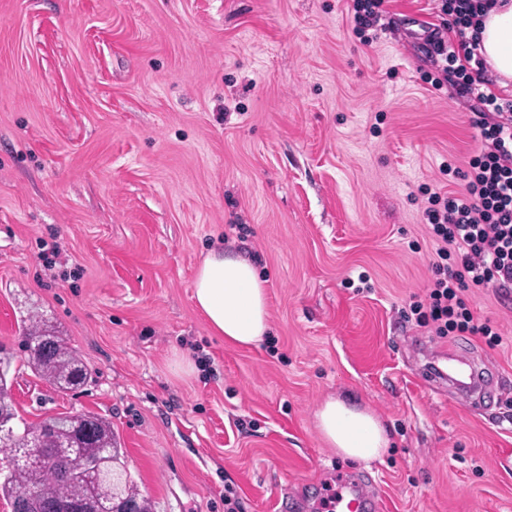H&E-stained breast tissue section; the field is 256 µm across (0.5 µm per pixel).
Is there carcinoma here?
<instances>
[{"label":"carcinoma","mask_w":512,"mask_h":512,"mask_svg":"<svg viewBox=\"0 0 512 512\" xmlns=\"http://www.w3.org/2000/svg\"><path fill=\"white\" fill-rule=\"evenodd\" d=\"M21 347L28 340L49 338L45 353H26L25 363L31 371L54 390L62 393L76 391L89 383L91 374L69 348L57 331L35 313H28L19 326ZM53 428L49 443L56 446V454L62 457H96L102 469L92 473H76L60 479L44 463L25 461L16 463L8 482L0 483V499L12 503L16 496L27 490H35L46 500H66L86 496H108L112 489V470L121 467V449L112 432L110 422L91 412L61 413L51 418ZM120 493L139 509H149L140 497L135 481L128 472L120 473Z\"/></svg>","instance_id":"1"}]
</instances>
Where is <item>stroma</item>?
Wrapping results in <instances>:
<instances>
[{
	"label": "stroma",
	"instance_id": "1",
	"mask_svg": "<svg viewBox=\"0 0 512 512\" xmlns=\"http://www.w3.org/2000/svg\"><path fill=\"white\" fill-rule=\"evenodd\" d=\"M434 0L352 31V0H0V345L38 422L107 418L152 512H319L341 477L385 512H512V290L465 293L502 337L449 340L409 305L431 285L426 190H458L476 132L426 83L408 32ZM267 281L270 332L226 345L196 309L203 258ZM53 325L94 380L53 392L18 324ZM481 361L485 410L419 378L432 350ZM379 416L391 445L352 463L315 412Z\"/></svg>",
	"mask_w": 512,
	"mask_h": 512
}]
</instances>
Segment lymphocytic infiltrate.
<instances>
[{
	"mask_svg": "<svg viewBox=\"0 0 512 512\" xmlns=\"http://www.w3.org/2000/svg\"><path fill=\"white\" fill-rule=\"evenodd\" d=\"M390 0H353V30L364 44L386 31ZM495 0H438L447 36L425 48L434 71L427 80L449 87L467 104L478 148L463 174V192H431L423 216L437 243L434 279L426 303H413L418 326L445 339L465 333L498 346L501 336L477 323L464 293L469 288H512V99L489 88L476 33Z\"/></svg>",
	"mask_w": 512,
	"mask_h": 512,
	"instance_id": "lymphocytic-infiltrate-1",
	"label": "lymphocytic infiltrate"
}]
</instances>
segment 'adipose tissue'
Segmentation results:
<instances>
[{"instance_id": "obj_1", "label": "adipose tissue", "mask_w": 512, "mask_h": 512, "mask_svg": "<svg viewBox=\"0 0 512 512\" xmlns=\"http://www.w3.org/2000/svg\"><path fill=\"white\" fill-rule=\"evenodd\" d=\"M482 54L502 79L512 80V0L491 8L479 30ZM192 298L208 327L226 344L253 345L266 336L269 306L266 282L240 255L213 251L197 269ZM315 424L322 441L346 459L368 462L389 446L381 420L369 409L339 397L321 403Z\"/></svg>"}]
</instances>
